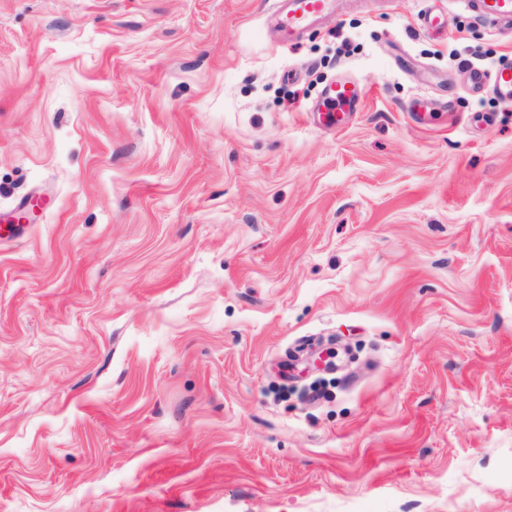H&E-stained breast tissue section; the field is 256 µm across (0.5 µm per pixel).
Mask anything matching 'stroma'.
Returning a JSON list of instances; mask_svg holds the SVG:
<instances>
[{"instance_id":"stroma-1","label":"stroma","mask_w":512,"mask_h":512,"mask_svg":"<svg viewBox=\"0 0 512 512\" xmlns=\"http://www.w3.org/2000/svg\"><path fill=\"white\" fill-rule=\"evenodd\" d=\"M431 5L0 0V512H512V40ZM278 44L294 43L306 29L333 14L334 0H279ZM470 78L475 86H487L501 101L512 102V65H499L491 71L474 68ZM364 90L355 81L339 79L326 85L322 91L321 104L311 112H333L336 130L352 112H360L364 105Z\"/></svg>"}]
</instances>
